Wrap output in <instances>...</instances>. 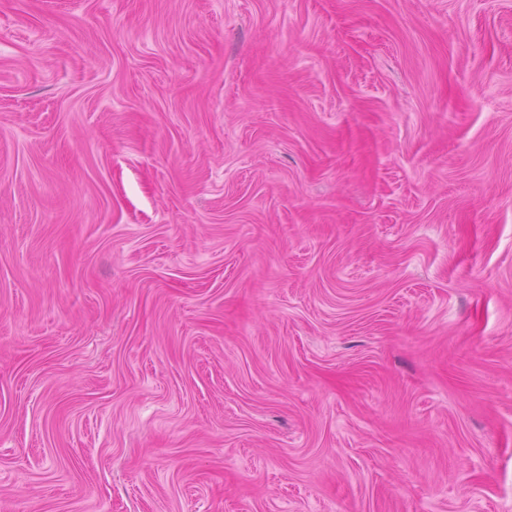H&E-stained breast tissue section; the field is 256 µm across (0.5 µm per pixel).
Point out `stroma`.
<instances>
[{"mask_svg": "<svg viewBox=\"0 0 512 512\" xmlns=\"http://www.w3.org/2000/svg\"><path fill=\"white\" fill-rule=\"evenodd\" d=\"M0 512H512V0H0Z\"/></svg>", "mask_w": 512, "mask_h": 512, "instance_id": "stroma-1", "label": "stroma"}]
</instances>
